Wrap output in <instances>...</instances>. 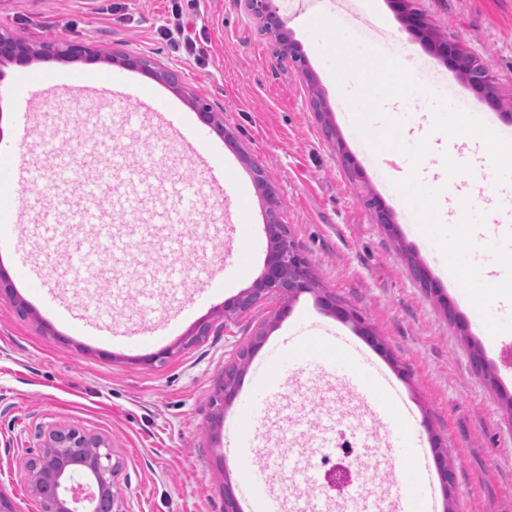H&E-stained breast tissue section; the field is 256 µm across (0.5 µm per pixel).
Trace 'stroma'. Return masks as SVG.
Returning <instances> with one entry per match:
<instances>
[{
  "label": "stroma",
  "instance_id": "1",
  "mask_svg": "<svg viewBox=\"0 0 512 512\" xmlns=\"http://www.w3.org/2000/svg\"><path fill=\"white\" fill-rule=\"evenodd\" d=\"M181 16H174L173 5ZM292 37L306 59L305 71L271 67V46L255 20L233 0H0V30L31 46L81 37L104 53L147 56L179 74L178 87L129 71L128 89L149 88L175 112H190L196 94L224 114L236 146L210 133L200 144L143 122L134 100L82 91L95 70L81 61L42 59L36 66L73 78L70 92L26 88L23 67L0 65V152L20 160L56 156L77 145L111 141V153L130 160L145 156L144 182L132 187L142 199L135 210H111L112 233L128 246L112 261L115 275L130 285L125 299L113 302L108 282L95 295L70 288L58 307L47 306L18 279L11 296L0 298V488L16 512H40L20 465L41 434L56 425H74L111 437L123 468L118 476L130 512H223L225 485H232L240 512H249L244 476L229 439L241 420L239 403L215 418L211 400L224 380V368L238 351L253 346L238 384L239 395L253 385L255 367L266 362L304 327L331 329L359 344L399 388L413 414L429 455V480L438 512H512V332L489 340L474 320L471 304L460 301L448 278L443 255L408 223V205L395 193L411 162L385 150L367 156V140L356 129L348 96L354 79L337 81L319 57L308 30L313 18L335 19L333 0H277ZM435 37L461 43L491 64L500 107L480 98L462 78L453 77L415 30L407 26L393 0H373L366 20L395 45L400 66L419 85L408 94L402 138L406 145L428 140L434 147L420 164L429 188L440 190L439 214L451 222L461 195H469L485 223L512 220V182L446 184V135L427 128L432 93L453 81L456 96L500 130L512 131V0H410ZM229 171L231 181L215 194L199 164ZM280 194V217L311 262L318 288L290 300L277 318L278 303L262 301L251 312L225 322V301L250 288L268 250L266 205L254 167ZM189 172L198 195L196 208L173 192L175 170ZM180 209L181 232L191 251H174L168 235L157 231L154 213ZM387 212L391 225L381 224ZM76 244L66 237L45 247L38 229L20 225L16 242L0 244V268L11 270L15 250L41 267L44 258L67 264ZM249 258L239 266L240 255ZM229 274L218 291H204L198 269ZM177 267L185 272L179 292L144 278L146 268ZM336 298L359 312L363 324L339 318L325 304ZM106 308L111 328L159 325L160 340L146 346L106 344L79 336L57 314L66 308L77 318ZM208 336L193 341L200 324ZM374 334L384 343L367 341ZM283 395L271 400L253 430L261 458L309 457L312 471L335 465V452L322 448L321 429L337 441L367 444L362 471L366 492L389 498L388 482L399 474L397 461L358 391L339 384L330 371L291 368ZM446 451L453 486L444 489L436 454ZM268 488L283 512H297L307 500L315 512H348V496L319 500L315 486L289 470L273 469Z\"/></svg>",
  "mask_w": 512,
  "mask_h": 512
}]
</instances>
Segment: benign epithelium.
<instances>
[{
	"label": "benign epithelium",
	"mask_w": 512,
	"mask_h": 512,
	"mask_svg": "<svg viewBox=\"0 0 512 512\" xmlns=\"http://www.w3.org/2000/svg\"><path fill=\"white\" fill-rule=\"evenodd\" d=\"M254 18L260 32L271 42V64L275 69L289 65L301 67L305 59L298 44L292 40L285 20L279 14L275 0H236ZM439 55L448 61L450 69L479 90L489 103L498 107L492 66L474 57L464 47L446 41L433 43ZM55 56L72 61L97 63L103 59L123 68L137 69L158 80L178 87L175 71L143 56L113 54L105 57L101 50L81 38L73 37L58 43L28 47L13 35L0 32V64L27 65L33 55ZM200 119L218 133L224 131V113L198 96L191 98ZM257 180L265 189L269 224L266 225L269 244L263 268L253 288L224 303V322L228 323L248 312L266 298L281 301L278 315H288V300L316 290L310 264L302 247L290 239L288 226L279 223L281 201L278 190L267 183L260 168H255ZM253 346L238 351V363L224 368V384L212 400L216 415L223 414L236 395L242 366L252 353ZM119 461L114 459L112 440L101 434L89 433L71 425L49 428L37 448L24 463V477L31 494L40 503L42 512H130L127 500L118 483ZM85 477L77 483L75 475Z\"/></svg>",
	"instance_id": "obj_1"
}]
</instances>
